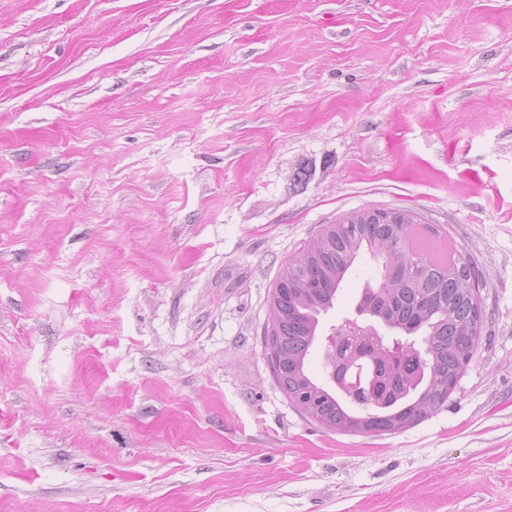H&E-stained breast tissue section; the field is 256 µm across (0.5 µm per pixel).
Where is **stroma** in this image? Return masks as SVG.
Here are the masks:
<instances>
[{"instance_id": "obj_1", "label": "stroma", "mask_w": 512, "mask_h": 512, "mask_svg": "<svg viewBox=\"0 0 512 512\" xmlns=\"http://www.w3.org/2000/svg\"><path fill=\"white\" fill-rule=\"evenodd\" d=\"M368 207L483 315L378 435L264 348L284 264ZM0 512H512V0H0Z\"/></svg>"}]
</instances>
